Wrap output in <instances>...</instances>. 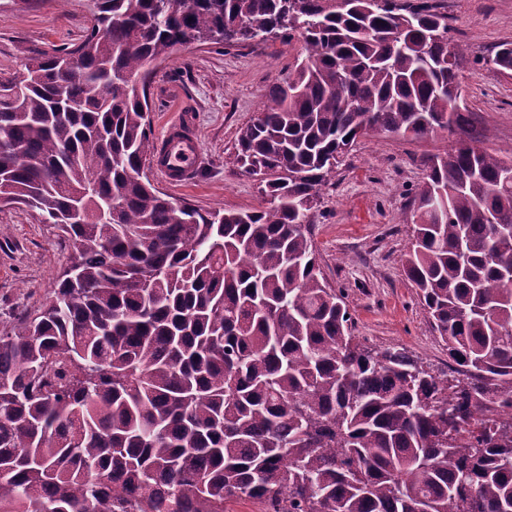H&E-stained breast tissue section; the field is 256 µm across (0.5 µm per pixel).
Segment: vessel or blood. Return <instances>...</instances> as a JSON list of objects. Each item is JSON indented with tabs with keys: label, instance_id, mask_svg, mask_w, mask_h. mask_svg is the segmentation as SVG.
I'll return each instance as SVG.
<instances>
[{
	"label": "vessel or blood",
	"instance_id": "vessel-or-blood-1",
	"mask_svg": "<svg viewBox=\"0 0 512 512\" xmlns=\"http://www.w3.org/2000/svg\"><path fill=\"white\" fill-rule=\"evenodd\" d=\"M199 141L188 115L169 122L157 139L151 163L169 183L182 185L193 179Z\"/></svg>",
	"mask_w": 512,
	"mask_h": 512
}]
</instances>
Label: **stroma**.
<instances>
[{"label": "stroma", "mask_w": 512, "mask_h": 512, "mask_svg": "<svg viewBox=\"0 0 512 512\" xmlns=\"http://www.w3.org/2000/svg\"><path fill=\"white\" fill-rule=\"evenodd\" d=\"M448 18V35L467 49L461 71L474 133L483 147L512 159V77L487 63L512 42V0H428ZM93 18L92 0H0V80L35 54L79 43ZM299 40L258 38L239 46L195 41L145 69L153 136L168 119L166 98L179 89L200 141L195 178L168 184V196L202 209L251 210L265 205L260 183L232 162L238 136L261 111L274 83L294 73ZM438 132L413 139L372 133L345 155L313 210L312 239L325 279L341 291L366 346L402 347L434 373L448 369V348L431 327L403 271L410 246L412 201L425 161L456 144ZM72 250L41 212L0 204V333L42 309L69 266Z\"/></svg>", "instance_id": "obj_1"}]
</instances>
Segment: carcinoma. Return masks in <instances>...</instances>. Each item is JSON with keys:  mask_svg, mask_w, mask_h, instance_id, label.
<instances>
[{"mask_svg": "<svg viewBox=\"0 0 512 512\" xmlns=\"http://www.w3.org/2000/svg\"><path fill=\"white\" fill-rule=\"evenodd\" d=\"M94 2L83 41L32 58L40 79L0 111V197L57 225L76 270L0 334V512H512V163L469 136L413 199L405 271L449 375L356 341L305 206L360 136L470 133L448 17L398 0ZM272 31L304 56L235 154L269 205L171 200L142 173L148 101L123 77L187 35ZM488 62L511 77L512 43Z\"/></svg>", "mask_w": 512, "mask_h": 512, "instance_id": "cac0c4a2", "label": "carcinoma"}]
</instances>
